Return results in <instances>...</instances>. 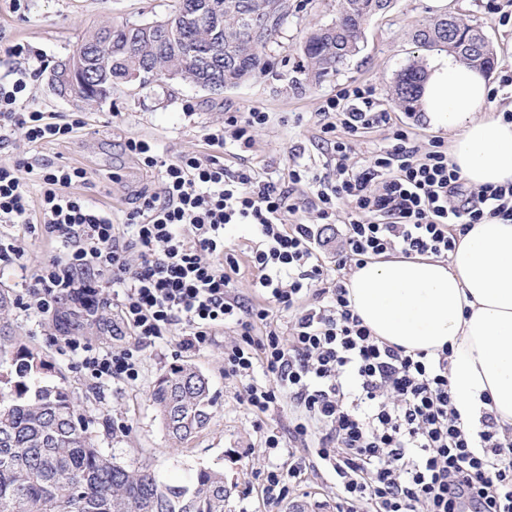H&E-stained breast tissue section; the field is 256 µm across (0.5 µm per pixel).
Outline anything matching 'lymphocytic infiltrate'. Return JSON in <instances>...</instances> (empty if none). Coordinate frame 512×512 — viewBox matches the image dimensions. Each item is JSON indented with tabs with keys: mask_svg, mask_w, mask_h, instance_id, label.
<instances>
[{
	"mask_svg": "<svg viewBox=\"0 0 512 512\" xmlns=\"http://www.w3.org/2000/svg\"><path fill=\"white\" fill-rule=\"evenodd\" d=\"M36 72L0 83V146L23 130L31 147L70 138L84 122L30 107ZM320 131L336 163L319 175L288 169L287 184L222 156L188 152L167 161L153 141L130 138L125 148L157 178L155 190L123 213L79 194L85 168L25 159L0 164V224L62 249L35 265L24 310L56 313L62 299L96 312L103 286L131 344L96 351L80 336L65 339L96 384L136 381L148 347L174 336L183 352L208 348L224 330V372L239 378L254 415L287 404L292 431L320 438L314 455L336 475V512H512V435L491 412L480 429L466 427L449 383L450 349L431 356L391 345L355 315L333 269L382 255L447 257L457 235L489 219L512 222V185L465 189L448 145L438 136L418 143L412 126L376 106L369 86L337 89L322 108ZM269 115L229 113L209 145L233 140L253 146ZM344 128L349 140L336 136ZM387 130L385 145L347 165L352 136ZM38 190L39 204L30 192ZM351 205L334 265L321 250L336 204ZM315 211L318 221L302 222ZM231 224L250 226L249 263L255 304L236 291L239 261L224 239ZM291 313L290 335L278 315ZM262 371L266 384L255 383Z\"/></svg>",
	"mask_w": 512,
	"mask_h": 512,
	"instance_id": "lymphocytic-infiltrate-1",
	"label": "lymphocytic infiltrate"
}]
</instances>
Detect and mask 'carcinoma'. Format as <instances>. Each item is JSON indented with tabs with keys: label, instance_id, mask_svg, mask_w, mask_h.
I'll list each match as a JSON object with an SVG mask.
<instances>
[{
	"label": "carcinoma",
	"instance_id": "1",
	"mask_svg": "<svg viewBox=\"0 0 512 512\" xmlns=\"http://www.w3.org/2000/svg\"><path fill=\"white\" fill-rule=\"evenodd\" d=\"M199 20L189 26L172 22L170 36L160 44L144 38L129 24H107L77 44L72 56L88 65L93 84L105 102L112 88L138 72L144 85L179 70L184 80L208 88L217 77L236 86L268 66L267 50L278 42L293 12L290 0H262L274 23L267 35L244 39L232 6L251 0H204ZM377 0H337L336 20L312 29L300 46L297 68L318 84L333 76L360 51L365 28L378 12ZM224 13V42L214 66H200L194 52L206 41L208 18ZM473 32L462 40L457 28H448V16L430 20L413 34L422 47L444 48L467 64L492 69L490 42ZM139 44L134 57L121 61L128 43ZM425 68L417 63L397 74L395 93L407 112L416 111ZM49 369L42 354L0 322V512H224L228 490L224 472L196 469L186 484L162 481L146 466L123 464L99 447L77 400L65 389L43 378ZM160 422L175 445L189 443L212 419L214 399L209 379L190 364L175 365L150 390Z\"/></svg>",
	"mask_w": 512,
	"mask_h": 512
}]
</instances>
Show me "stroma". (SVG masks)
<instances>
[{
  "instance_id": "1",
  "label": "stroma",
  "mask_w": 512,
  "mask_h": 512,
  "mask_svg": "<svg viewBox=\"0 0 512 512\" xmlns=\"http://www.w3.org/2000/svg\"><path fill=\"white\" fill-rule=\"evenodd\" d=\"M173 0H31L25 16L0 8V80L10 81L16 71L28 68L26 60L9 56L8 45L22 43L42 55L44 63L34 82L33 107L61 116L78 115L86 124L83 131L59 142L44 144L32 151L23 131H15L8 146L0 147V162L37 157L58 164L88 169L92 183L86 196L100 203L129 208L141 191L154 185L153 179L125 149L128 138L156 143L160 155L172 160L187 152L205 153V135L223 127L228 112L260 109L269 121L254 132L248 151L228 149L224 162L234 168L249 166L268 172L273 179L286 177L289 166L300 163L323 171L331 160L320 138V112L338 86H372L383 109L399 121L410 124L420 140L433 136L422 113H407L394 92L396 75L412 63L428 64L433 50L416 44L411 33L433 18L425 0H393L386 12L376 15L365 30L360 52L333 77L319 85H309L296 63L300 44L313 27L332 23L336 0H313L312 6L294 12L270 53L267 71L251 80L214 94L179 79H159L145 85H125L114 89L112 99L103 104L76 105L57 96L48 84L52 68L64 60L77 42L93 29L112 22H142L166 16ZM448 12L470 25L480 26L495 52L489 73L499 91L494 100L498 112L512 110V87L502 86L512 75V23L500 25L496 11L512 10V0H448ZM194 111H184L185 103ZM226 236L237 255L240 271L236 287L252 302L261 297L252 288L255 272L247 253L252 232L248 226L227 227ZM8 322L23 342L39 350L50 362V382L69 390L79 409L91 421L100 447L114 450L121 461L150 466L163 480L180 482L200 467L223 471L229 496L224 512H285L287 504H299L306 512H336V490L330 473L315 460L309 442L294 439L289 432L287 408H278L263 417L247 410L241 399L239 380L224 374V344L233 339L232 330L216 337L198 353L178 354L175 340H163L149 347L136 384L121 381L96 386L78 367V359L64 345L65 334L83 337L94 349H110L126 343L117 332L115 310L86 313L73 303L63 304L58 318L28 315L13 305ZM195 365L209 379L217 397L209 427L188 445L176 448L169 442L149 399L155 379L173 364ZM125 423L127 432L117 431ZM278 432L281 445L266 448L267 429ZM305 461L309 469L291 489L286 502H265L257 477L267 465H288Z\"/></svg>"
}]
</instances>
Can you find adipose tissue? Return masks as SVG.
<instances>
[{
	"mask_svg": "<svg viewBox=\"0 0 512 512\" xmlns=\"http://www.w3.org/2000/svg\"><path fill=\"white\" fill-rule=\"evenodd\" d=\"M480 69L440 53L426 67L418 104L452 133V162L474 186L512 183V123L496 116ZM355 312L383 341L434 355L451 347L450 387L465 425L492 411L512 432V223L458 234L447 259L380 257L344 283Z\"/></svg>",
	"mask_w": 512,
	"mask_h": 512,
	"instance_id": "1",
	"label": "adipose tissue"
}]
</instances>
